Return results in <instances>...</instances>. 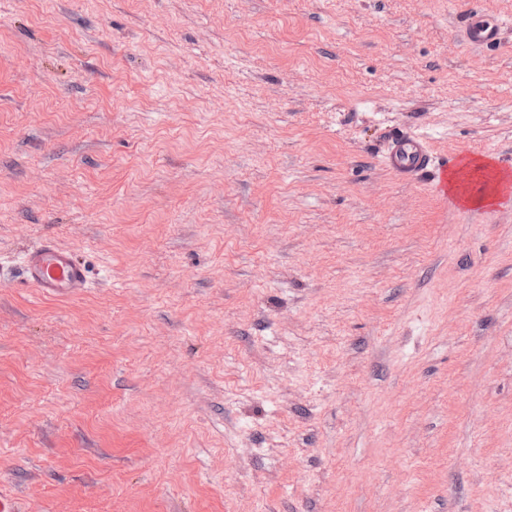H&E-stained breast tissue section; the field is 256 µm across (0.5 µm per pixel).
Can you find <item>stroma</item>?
Wrapping results in <instances>:
<instances>
[{"label": "stroma", "instance_id": "stroma-1", "mask_svg": "<svg viewBox=\"0 0 512 512\" xmlns=\"http://www.w3.org/2000/svg\"><path fill=\"white\" fill-rule=\"evenodd\" d=\"M467 0H0V496L23 512H512V28ZM505 26H511V21L486 19L480 12L472 10L466 13L459 35L467 46L497 49L502 43ZM383 162L403 181H412L424 173L436 174L430 188L448 201V162L437 159L427 137L420 134L393 136ZM19 268L22 279L47 297L65 296L89 285L86 265L51 241L25 252Z\"/></svg>", "mask_w": 512, "mask_h": 512}]
</instances>
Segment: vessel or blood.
<instances>
[{
  "label": "vessel or blood",
  "mask_w": 512,
  "mask_h": 512,
  "mask_svg": "<svg viewBox=\"0 0 512 512\" xmlns=\"http://www.w3.org/2000/svg\"><path fill=\"white\" fill-rule=\"evenodd\" d=\"M505 26V20L487 19L472 10L466 13L459 35L465 45L496 49L502 43ZM383 162L404 181L431 174L432 192L447 197L448 166L433 154L427 137L420 134L393 136ZM19 268L23 280L47 297L65 296L89 285L86 265L50 241L25 252Z\"/></svg>",
  "instance_id": "1"
}]
</instances>
